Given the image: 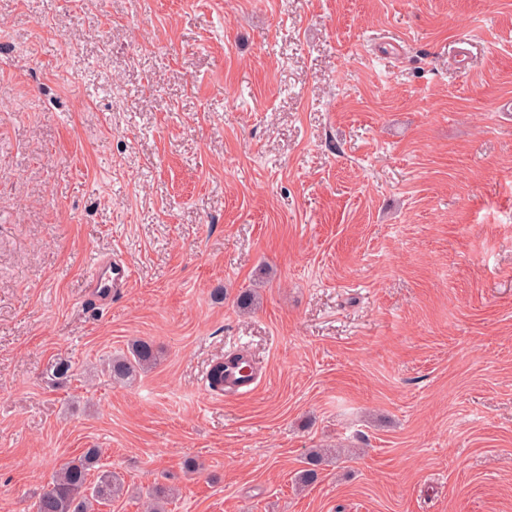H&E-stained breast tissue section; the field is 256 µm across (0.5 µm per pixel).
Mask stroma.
Segmentation results:
<instances>
[{
  "label": "stroma",
  "instance_id": "35a3bbf8",
  "mask_svg": "<svg viewBox=\"0 0 512 512\" xmlns=\"http://www.w3.org/2000/svg\"><path fill=\"white\" fill-rule=\"evenodd\" d=\"M509 98L512 0H0V512L91 447L96 512H512ZM131 277L129 263L118 256L97 255L92 259L91 273L87 279L88 296L98 305L127 288ZM159 359L158 351L146 341H138L133 344L126 354L115 356L110 362V372L114 380L130 382L137 374L157 364ZM226 382L223 389L217 387L212 389L214 392L225 396H242L249 393L252 385L257 380V374L243 364H228L224 370ZM326 454V452H322L320 449H311L306 453L305 464L308 466L301 470L298 476V481L302 486H307L317 481L319 466L322 464Z\"/></svg>",
  "mask_w": 512,
  "mask_h": 512
}]
</instances>
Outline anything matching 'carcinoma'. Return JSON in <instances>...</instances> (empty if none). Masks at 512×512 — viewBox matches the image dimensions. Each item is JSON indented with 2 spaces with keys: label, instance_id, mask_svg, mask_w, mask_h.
<instances>
[{
  "label": "carcinoma",
  "instance_id": "obj_1",
  "mask_svg": "<svg viewBox=\"0 0 512 512\" xmlns=\"http://www.w3.org/2000/svg\"><path fill=\"white\" fill-rule=\"evenodd\" d=\"M159 353L146 341L132 345L129 354L115 356L110 362L113 379L122 382L134 380L137 374L157 364ZM102 450L87 448L79 457L59 464L51 484L40 494L36 512H94L95 505L110 502L122 494L121 476L100 464ZM326 453L311 449L306 453L307 468L301 470L298 481L307 486L317 481L319 466ZM173 489L155 484L150 491L152 509H163Z\"/></svg>",
  "mask_w": 512,
  "mask_h": 512
}]
</instances>
